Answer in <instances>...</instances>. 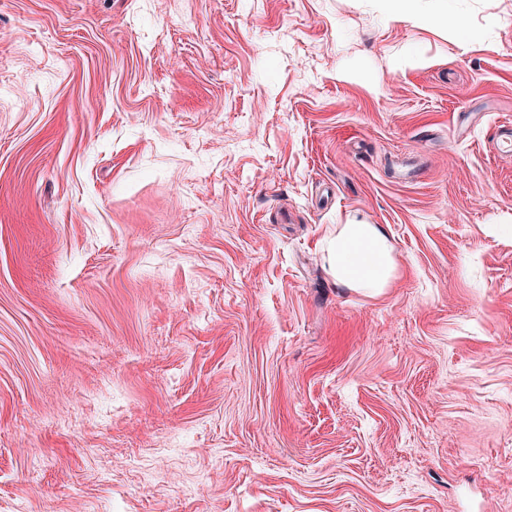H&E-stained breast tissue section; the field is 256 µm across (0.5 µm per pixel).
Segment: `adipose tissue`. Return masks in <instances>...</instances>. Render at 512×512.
Segmentation results:
<instances>
[{
  "instance_id": "obj_1",
  "label": "adipose tissue",
  "mask_w": 512,
  "mask_h": 512,
  "mask_svg": "<svg viewBox=\"0 0 512 512\" xmlns=\"http://www.w3.org/2000/svg\"><path fill=\"white\" fill-rule=\"evenodd\" d=\"M324 249L332 275L346 287L375 296L390 287L397 276L395 249L379 225H338Z\"/></svg>"
}]
</instances>
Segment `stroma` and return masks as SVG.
I'll return each instance as SVG.
<instances>
[{
  "label": "stroma",
  "instance_id": "stroma-1",
  "mask_svg": "<svg viewBox=\"0 0 512 512\" xmlns=\"http://www.w3.org/2000/svg\"><path fill=\"white\" fill-rule=\"evenodd\" d=\"M505 119L512 0H0V512H512ZM324 250L336 282L348 288L375 296L397 276L394 246L378 224H340Z\"/></svg>",
  "mask_w": 512,
  "mask_h": 512
}]
</instances>
